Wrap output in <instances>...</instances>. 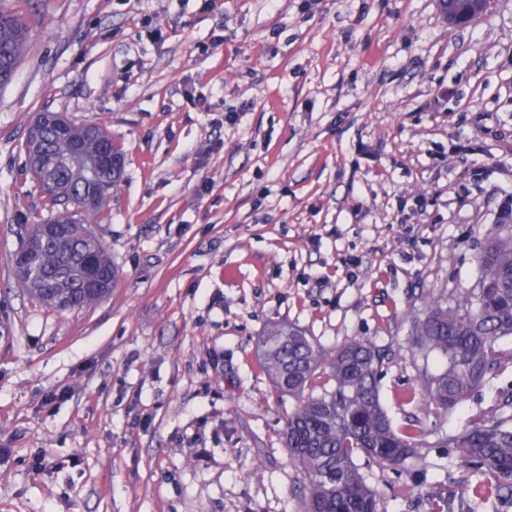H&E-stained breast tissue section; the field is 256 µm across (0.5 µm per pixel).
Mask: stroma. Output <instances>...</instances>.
Instances as JSON below:
<instances>
[{
    "instance_id": "stroma-1",
    "label": "stroma",
    "mask_w": 512,
    "mask_h": 512,
    "mask_svg": "<svg viewBox=\"0 0 512 512\" xmlns=\"http://www.w3.org/2000/svg\"><path fill=\"white\" fill-rule=\"evenodd\" d=\"M32 25L0 86V512H297L282 442L294 401L258 340L387 354L385 407L425 429L398 468L359 459L378 512L446 487L512 502L448 447L512 391V339L464 404L421 409L412 318L473 288L512 230V0L449 25L442 0H0ZM96 123L125 156L94 234L111 295L57 311L20 287L18 228L53 209L26 128Z\"/></svg>"
}]
</instances>
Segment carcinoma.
Instances as JSON below:
<instances>
[{"instance_id": "carcinoma-1", "label": "carcinoma", "mask_w": 512, "mask_h": 512, "mask_svg": "<svg viewBox=\"0 0 512 512\" xmlns=\"http://www.w3.org/2000/svg\"><path fill=\"white\" fill-rule=\"evenodd\" d=\"M31 25L19 12L0 11V61L16 67L29 44ZM82 157L67 158L66 143L45 128L37 151L26 150L35 179L51 205L73 203L84 223L65 224L59 234L45 233L47 221L25 225L20 247L36 244L25 266H15L23 288L42 305L79 310L100 303L118 276L103 243L88 229L122 173L93 168L96 139L82 142ZM92 259L109 274L104 291L86 284L84 263ZM478 278L456 303L442 295L424 301L414 320L413 346L443 359L424 370L420 404L451 410L465 402L504 358L500 342L512 337V233L488 238L478 257ZM262 367L274 388L295 405L284 427L288 457L302 474L298 512H377V492L356 459L395 468L418 457L422 429L410 422L393 426L380 396L384 355L368 337H352L326 350L305 334L273 324L262 336ZM331 389L320 395L314 383ZM512 394L473 416L448 434V447L491 472L494 490L512 496Z\"/></svg>"}]
</instances>
